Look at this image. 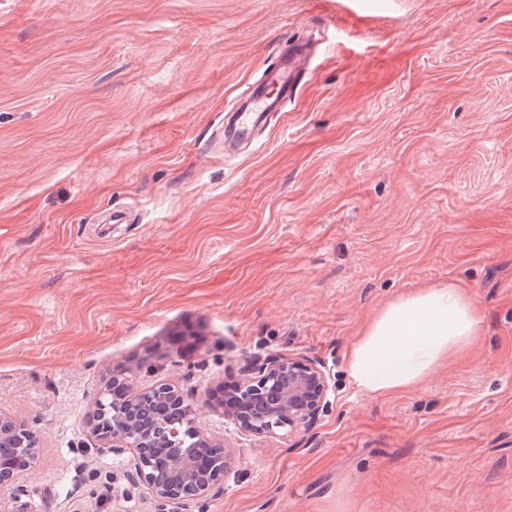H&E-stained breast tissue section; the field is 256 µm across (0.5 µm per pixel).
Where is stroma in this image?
<instances>
[{
  "label": "stroma",
  "instance_id": "stroma-1",
  "mask_svg": "<svg viewBox=\"0 0 512 512\" xmlns=\"http://www.w3.org/2000/svg\"><path fill=\"white\" fill-rule=\"evenodd\" d=\"M292 44L295 96L225 150ZM448 283L481 340L361 392L365 323ZM275 354L330 405L247 439L200 409L223 495L158 508L89 444L113 374L202 402ZM0 410L40 435L0 512H512V0H0Z\"/></svg>",
  "mask_w": 512,
  "mask_h": 512
}]
</instances>
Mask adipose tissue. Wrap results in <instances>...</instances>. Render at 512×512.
<instances>
[{
    "label": "adipose tissue",
    "mask_w": 512,
    "mask_h": 512,
    "mask_svg": "<svg viewBox=\"0 0 512 512\" xmlns=\"http://www.w3.org/2000/svg\"><path fill=\"white\" fill-rule=\"evenodd\" d=\"M481 336V312L462 289L449 284L402 295L372 316L352 344L349 375L371 396L411 389Z\"/></svg>",
    "instance_id": "1"
}]
</instances>
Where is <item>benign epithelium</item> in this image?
Instances as JSON below:
<instances>
[{
  "mask_svg": "<svg viewBox=\"0 0 512 512\" xmlns=\"http://www.w3.org/2000/svg\"><path fill=\"white\" fill-rule=\"evenodd\" d=\"M241 375L224 387V398L204 406L224 415V428L249 438L275 437L284 429L309 432L330 403V377L317 359L272 355L248 361ZM109 390L96 401L89 438L95 446L108 445L128 454L127 476L142 495L159 505L205 501L224 490V480L234 463V448L225 438L195 425L194 395L169 383L124 392L106 403ZM164 429L173 446L191 434L197 447L217 451L223 465L211 472L194 456L178 455L174 461L154 456L163 446L154 436ZM40 439L25 421L0 412V489L20 487L39 462Z\"/></svg>",
  "mask_w": 512,
  "mask_h": 512,
  "instance_id": "1",
  "label": "benign epithelium"
}]
</instances>
